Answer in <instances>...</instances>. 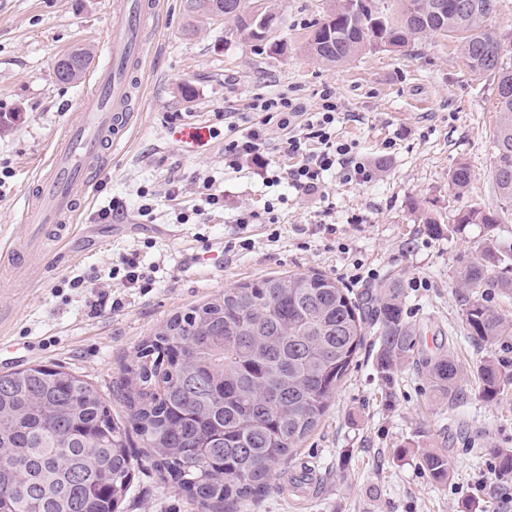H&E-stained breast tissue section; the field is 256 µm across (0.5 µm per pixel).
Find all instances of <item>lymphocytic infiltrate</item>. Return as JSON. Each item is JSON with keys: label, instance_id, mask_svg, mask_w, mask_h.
Returning a JSON list of instances; mask_svg holds the SVG:
<instances>
[{"label": "lymphocytic infiltrate", "instance_id": "1", "mask_svg": "<svg viewBox=\"0 0 512 512\" xmlns=\"http://www.w3.org/2000/svg\"><path fill=\"white\" fill-rule=\"evenodd\" d=\"M320 107L313 112L288 96H257L246 111L228 112L224 121L228 129L245 124L244 132L224 143V166L236 170L243 164L255 166L264 183L285 185L306 196H325L326 178L341 173L343 180L356 184L371 182L375 170L360 161L354 143L336 134L338 106L331 91H324ZM276 124L288 136L283 143L290 165L272 164L266 129Z\"/></svg>", "mask_w": 512, "mask_h": 512}]
</instances>
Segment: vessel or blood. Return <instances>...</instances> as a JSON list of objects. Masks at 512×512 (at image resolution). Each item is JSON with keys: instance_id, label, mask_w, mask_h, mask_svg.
<instances>
[{"instance_id": "b4317fda", "label": "vessel or blood", "mask_w": 512, "mask_h": 512, "mask_svg": "<svg viewBox=\"0 0 512 512\" xmlns=\"http://www.w3.org/2000/svg\"><path fill=\"white\" fill-rule=\"evenodd\" d=\"M159 5L160 0H124L113 14L107 32V61L98 70L90 94L81 100L76 119L55 142L49 170L22 214L23 243L1 249L4 261H13L22 252L40 259L49 228H56L61 242L73 234L85 208V187L103 169L106 152L131 125L133 103L141 94L135 73L144 64L147 22ZM208 136L204 124L191 122L180 127L174 138L183 146L194 147Z\"/></svg>"}]
</instances>
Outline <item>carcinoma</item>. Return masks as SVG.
Listing matches in <instances>:
<instances>
[{
  "mask_svg": "<svg viewBox=\"0 0 512 512\" xmlns=\"http://www.w3.org/2000/svg\"><path fill=\"white\" fill-rule=\"evenodd\" d=\"M226 14L233 32L254 41L255 8L235 0ZM497 0H333L314 24L307 52L327 63L365 51H400L440 33L464 42L469 69L493 78L499 122L493 132V181L512 207V66L498 52L501 38L485 29ZM86 71L56 62L62 82ZM452 188L470 182L466 164L450 171ZM497 211L472 206L453 229H493ZM512 246L484 240L460 263L457 287L470 335L493 348L512 336V318L480 299L482 288L512 293ZM379 310L381 369L407 352L395 282ZM369 316L338 280L320 272L285 273L240 284L171 317L141 343L115 381L130 427L114 422L95 385L59 365H32L0 374V512H115L138 464L129 443L134 430L150 449L144 462L195 502L198 512H238L268 486L277 465L320 423L359 354ZM439 393L454 400L458 365L452 355L430 361ZM482 392L493 398L512 384V370L493 357L478 366ZM419 463L430 480L451 477L448 456L427 449Z\"/></svg>",
  "mask_w": 512,
  "mask_h": 512,
  "instance_id": "cac0c4a2",
  "label": "carcinoma"
}]
</instances>
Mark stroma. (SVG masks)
<instances>
[{
	"instance_id": "obj_1",
	"label": "stroma",
	"mask_w": 512,
	"mask_h": 512,
	"mask_svg": "<svg viewBox=\"0 0 512 512\" xmlns=\"http://www.w3.org/2000/svg\"><path fill=\"white\" fill-rule=\"evenodd\" d=\"M281 50L257 51L232 36L231 22L206 17L190 0H163L151 21L143 65V94L126 141L89 188L81 218L85 235L63 247L48 246L41 281L24 269H0V373L55 364L92 382L106 395L112 416L126 423L112 392L121 365L137 346L177 312L239 284L287 272H322L342 281L354 296L378 310L385 288L398 280L403 323L415 346L380 373V338L369 332L318 427L279 464L267 488L241 512H503L499 498L477 490L492 449L512 448V389L495 401L479 391L483 344L470 338L463 319V291L455 269L486 237L472 224L432 235L427 218L451 223L463 207L494 209L492 131L498 122L492 80L473 73L464 44L434 35L410 54L375 49L345 64H325L306 50L312 25L330 0H275ZM116 0H0V247L21 236V214L46 165L53 143L74 118L94 71L107 56V26ZM90 49L88 70L75 82L54 74L66 53ZM336 94L337 135L354 142L358 156L376 166L365 185L329 180L335 235L321 233L318 198H290L279 223L240 230L237 210H262L274 189L253 166L224 170V140L184 150L174 128L196 119L223 127L222 115L245 108L253 96L282 93L308 109L320 93ZM468 165L470 183L455 194L450 170ZM214 178L224 194L222 210L205 223L182 224L181 209L195 202L183 194L165 201L168 182L192 185ZM159 196L153 223L137 216L141 190ZM124 204L112 221L99 212L111 200ZM360 216L357 224L348 223ZM247 234L249 247H233ZM137 252L155 270V284L128 288L109 280L121 307L90 314V291L69 287L76 276H106L120 255ZM374 275L352 283L353 264ZM452 353L465 397L449 403L432 386L429 362ZM448 457V484H431L418 465L420 449ZM118 512H197L186 494L163 484L150 466L136 469Z\"/></svg>"
}]
</instances>
